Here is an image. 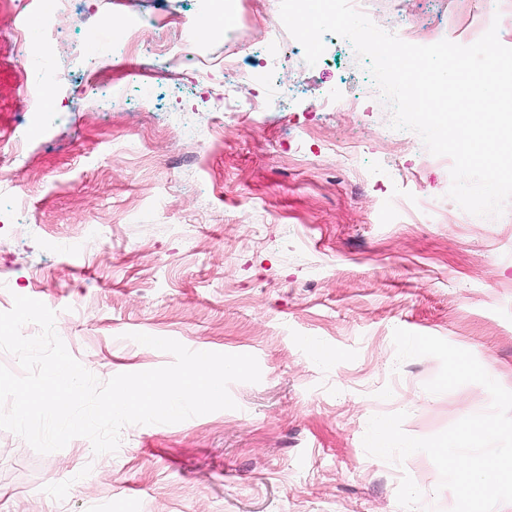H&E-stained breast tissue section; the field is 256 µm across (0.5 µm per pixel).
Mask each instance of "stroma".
<instances>
[{
	"label": "stroma",
	"instance_id": "1",
	"mask_svg": "<svg viewBox=\"0 0 512 512\" xmlns=\"http://www.w3.org/2000/svg\"><path fill=\"white\" fill-rule=\"evenodd\" d=\"M208 0H75L53 17L65 41L54 110L41 112L35 63L18 33L40 17L0 0V312L28 296L56 311L70 354L99 380L172 363L134 332L187 348L254 355L257 383L236 382V409L177 424L130 425L117 452L72 439L41 455L0 430V512H450L422 452L368 456L376 414L406 412L404 432L435 435L486 411L466 384L431 394L436 358L396 363L393 331L470 351L512 390V205L498 218L463 211L447 192L451 161L395 130L366 60L335 34L315 65L287 30L279 0H234L230 25L202 43L191 24ZM498 20L512 48V0H375L373 22L405 42L461 45ZM178 14L182 32L156 70L145 45L111 52L103 18L131 24ZM246 76L224 70V40ZM111 54L97 75L92 62ZM155 86L153 102L139 88ZM84 92V104L71 100ZM363 95L326 112V97ZM112 99L111 111L100 104ZM262 112H228L231 101ZM17 196L28 208L13 207ZM101 241L63 253L85 225ZM338 353L321 363L316 346Z\"/></svg>",
	"mask_w": 512,
	"mask_h": 512
}]
</instances>
